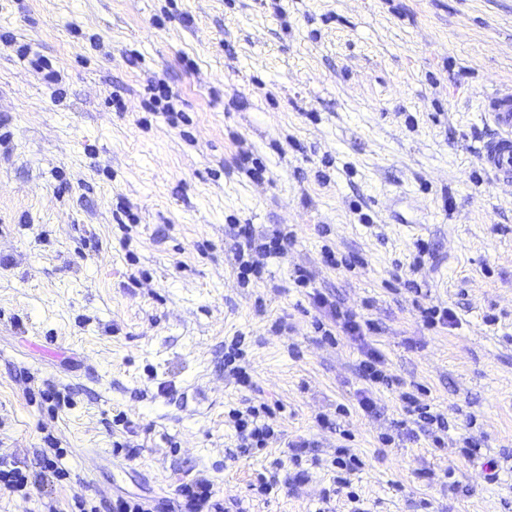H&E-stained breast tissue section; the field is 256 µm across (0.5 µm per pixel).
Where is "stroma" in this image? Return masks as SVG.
<instances>
[{"mask_svg": "<svg viewBox=\"0 0 512 512\" xmlns=\"http://www.w3.org/2000/svg\"><path fill=\"white\" fill-rule=\"evenodd\" d=\"M505 85L512 0H0V459L39 473L51 439L68 472L0 492V512L172 501L201 475L224 512H512V185L478 155ZM244 224L293 235L246 284ZM300 269L376 332L324 340ZM236 337L246 387L224 372ZM370 346L401 382L373 415ZM411 387L447 418L443 446L402 429ZM261 404L277 437L257 452L228 412ZM343 446L363 465L339 486ZM364 357L359 364V375L365 386L359 391L358 406L365 413H372L376 408L372 397L374 390L380 387L392 388L398 381L387 373L385 358L380 351L370 348L364 352Z\"/></svg>", "mask_w": 512, "mask_h": 512, "instance_id": "35a3bbf8", "label": "stroma"}]
</instances>
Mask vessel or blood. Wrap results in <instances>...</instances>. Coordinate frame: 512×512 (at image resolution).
Wrapping results in <instances>:
<instances>
[{"label":"vessel or blood","instance_id":"vessel-or-blood-1","mask_svg":"<svg viewBox=\"0 0 512 512\" xmlns=\"http://www.w3.org/2000/svg\"><path fill=\"white\" fill-rule=\"evenodd\" d=\"M481 120L490 132L480 149V159L496 180L512 182V87L484 98Z\"/></svg>","mask_w":512,"mask_h":512}]
</instances>
